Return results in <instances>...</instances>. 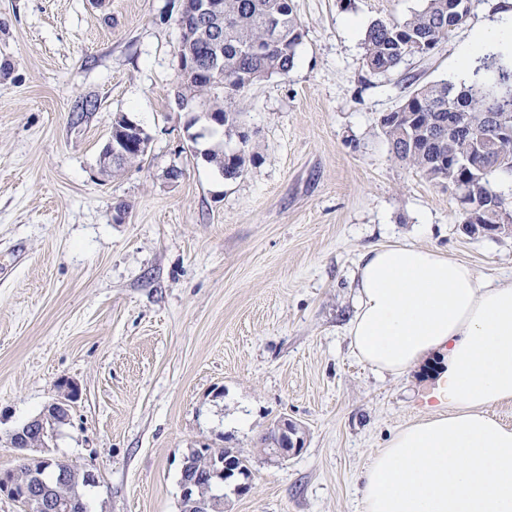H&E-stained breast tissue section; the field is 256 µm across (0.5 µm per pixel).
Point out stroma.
Returning a JSON list of instances; mask_svg holds the SVG:
<instances>
[{
	"mask_svg": "<svg viewBox=\"0 0 512 512\" xmlns=\"http://www.w3.org/2000/svg\"><path fill=\"white\" fill-rule=\"evenodd\" d=\"M293 4L295 66L251 89L259 159L227 180L202 152L228 140L200 138L174 101L179 0H0V477L23 462L10 432L71 381L46 453L94 473L90 512H180L195 448L250 462L224 512H362L364 469L425 415L432 368L380 378L353 356L361 257L412 243L512 278V236L467 235L447 187L392 160L379 125L512 0H473L466 26L383 74L364 63L368 24L424 0ZM120 113L148 151L107 175ZM283 418L304 446L274 465L263 438Z\"/></svg>",
	"mask_w": 512,
	"mask_h": 512,
	"instance_id": "35a3bbf8",
	"label": "stroma"
}]
</instances>
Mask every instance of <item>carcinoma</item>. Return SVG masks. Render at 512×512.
<instances>
[{
    "label": "carcinoma",
    "mask_w": 512,
    "mask_h": 512,
    "mask_svg": "<svg viewBox=\"0 0 512 512\" xmlns=\"http://www.w3.org/2000/svg\"><path fill=\"white\" fill-rule=\"evenodd\" d=\"M473 0H425L422 9L402 21L375 20L364 36L365 62L376 73L399 68L408 58L424 55L466 23L461 7L472 9ZM188 26L181 34V52L186 64H206L221 58L224 72L233 81L216 88L201 70L179 75L174 93L183 112H202L213 123L212 132L224 130L228 139L244 137L241 116L246 94L263 73L286 74L294 66L296 49L303 31L292 0H223V11L208 25ZM473 79L458 85L437 81L418 85L401 103L379 118L392 157L429 181L460 184L468 204L462 206L463 223L486 227L512 222L506 195L500 189L512 181V65L493 54H478L473 61ZM493 105L496 123L487 119L486 106ZM144 131L127 129L120 117L112 122V140L126 139L123 158L112 162L122 168L141 162L147 149L140 148ZM249 141L233 150H209L207 160L224 172V179L243 175L255 163ZM232 453L227 448H199L192 451L195 470L181 473V481L198 477L205 485L204 495L218 500L212 488L225 482L214 474L215 454ZM60 468L32 459L7 474L10 486L1 487L17 500L29 478L37 489L55 496L58 512H87L82 489L96 483L91 473L72 470L70 481L60 486Z\"/></svg>",
    "instance_id": "1"
}]
</instances>
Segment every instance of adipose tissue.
<instances>
[{"label":"adipose tissue","mask_w":512,"mask_h":512,"mask_svg":"<svg viewBox=\"0 0 512 512\" xmlns=\"http://www.w3.org/2000/svg\"><path fill=\"white\" fill-rule=\"evenodd\" d=\"M351 351L396 377L445 358L428 413L400 428L364 473L363 512H512V279L493 282L425 246L390 244L360 260Z\"/></svg>","instance_id":"1"}]
</instances>
